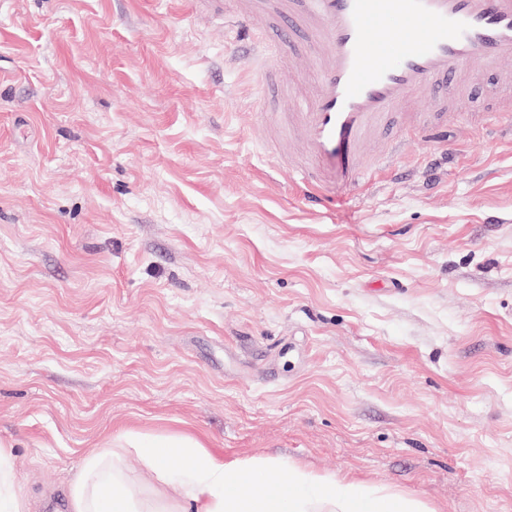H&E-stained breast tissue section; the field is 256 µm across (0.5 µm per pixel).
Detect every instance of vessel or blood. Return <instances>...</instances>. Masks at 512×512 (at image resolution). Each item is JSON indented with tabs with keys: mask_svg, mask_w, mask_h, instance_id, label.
<instances>
[{
	"mask_svg": "<svg viewBox=\"0 0 512 512\" xmlns=\"http://www.w3.org/2000/svg\"><path fill=\"white\" fill-rule=\"evenodd\" d=\"M288 19L309 38L302 51L320 89L301 112H269L279 142H295L301 197L326 206L328 175L369 178L364 145L410 98L437 112L410 116L409 145L448 124V88L464 67L496 70L512 60V0H242L238 38L253 40L262 20Z\"/></svg>",
	"mask_w": 512,
	"mask_h": 512,
	"instance_id": "1",
	"label": "vessel or blood"
}]
</instances>
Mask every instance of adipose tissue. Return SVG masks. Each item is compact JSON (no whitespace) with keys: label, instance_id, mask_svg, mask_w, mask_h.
<instances>
[{"label":"adipose tissue","instance_id":"adipose-tissue-1","mask_svg":"<svg viewBox=\"0 0 512 512\" xmlns=\"http://www.w3.org/2000/svg\"><path fill=\"white\" fill-rule=\"evenodd\" d=\"M137 455L157 483L142 494L123 461ZM71 512H428L426 504L353 478L261 457L224 460L194 437L122 433L88 451L69 484Z\"/></svg>","mask_w":512,"mask_h":512}]
</instances>
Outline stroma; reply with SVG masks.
<instances>
[{
	"instance_id": "35a3bbf8",
	"label": "stroma",
	"mask_w": 512,
	"mask_h": 512,
	"mask_svg": "<svg viewBox=\"0 0 512 512\" xmlns=\"http://www.w3.org/2000/svg\"><path fill=\"white\" fill-rule=\"evenodd\" d=\"M220 7L0 0V443L31 512L84 454L187 431L432 512H512V112L371 142L305 203Z\"/></svg>"
}]
</instances>
